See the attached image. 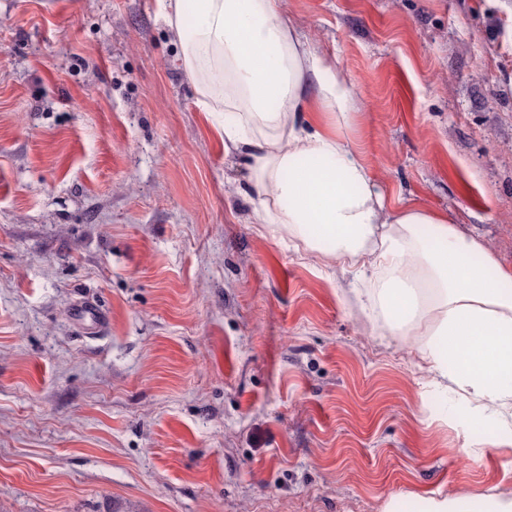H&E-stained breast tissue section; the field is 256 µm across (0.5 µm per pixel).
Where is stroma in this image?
I'll return each instance as SVG.
<instances>
[{
    "mask_svg": "<svg viewBox=\"0 0 512 512\" xmlns=\"http://www.w3.org/2000/svg\"><path fill=\"white\" fill-rule=\"evenodd\" d=\"M350 138L512 268V0H287ZM157 0H0V512H383L512 490L409 338L256 223ZM97 304L101 326L76 321Z\"/></svg>",
    "mask_w": 512,
    "mask_h": 512,
    "instance_id": "obj_1",
    "label": "stroma"
}]
</instances>
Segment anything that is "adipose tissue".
Segmentation results:
<instances>
[{"mask_svg": "<svg viewBox=\"0 0 512 512\" xmlns=\"http://www.w3.org/2000/svg\"><path fill=\"white\" fill-rule=\"evenodd\" d=\"M160 9L200 109L249 169L258 220L359 281L370 321L412 337L431 385L473 401L458 419L511 447L512 269L447 220L389 206L347 134L352 86L284 20L285 0H160ZM420 512H512V490L431 497Z\"/></svg>", "mask_w": 512, "mask_h": 512, "instance_id": "adipose-tissue-1", "label": "adipose tissue"}]
</instances>
